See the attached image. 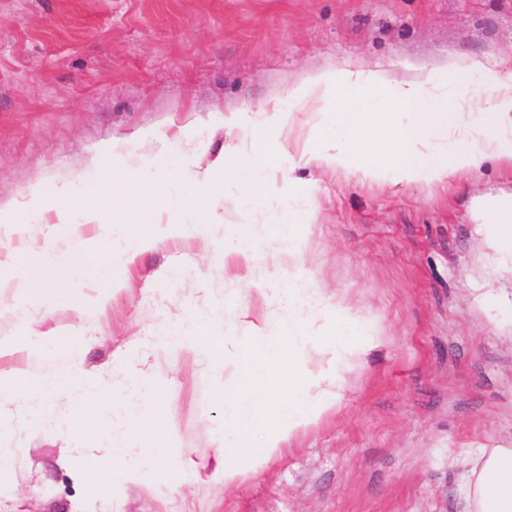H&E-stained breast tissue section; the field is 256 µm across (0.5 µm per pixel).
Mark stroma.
<instances>
[{
  "instance_id": "obj_1",
  "label": "stroma",
  "mask_w": 512,
  "mask_h": 512,
  "mask_svg": "<svg viewBox=\"0 0 512 512\" xmlns=\"http://www.w3.org/2000/svg\"><path fill=\"white\" fill-rule=\"evenodd\" d=\"M474 59L483 72H467ZM450 61V98L493 101L496 76L512 72V0H0V207L60 181L95 203L86 174L113 141L135 168L167 144L202 169L245 141L237 111L258 120L279 97L291 113L287 153L227 173L220 223L140 253L102 311L77 313L107 269L76 280L23 257L47 228L74 231L54 211L23 234L0 227V290L13 296L21 276L44 286L27 317L0 316V339L69 333L78 375L119 385L126 367L148 373L173 403L172 450L190 463L181 484L93 496L61 455L80 447L100 472L135 390L77 441L63 432L77 412L61 392L0 426L20 461L0 472V512H460L468 449L512 447V253L480 219L483 201L512 195V160L442 185L306 166L300 154L330 129L286 98L313 71L380 69L394 83ZM268 182L278 198L256 241L245 214ZM74 232L91 249L101 230ZM228 236L256 255L250 284L224 266ZM316 292L371 316L373 349L340 372L331 414L264 470L214 490L224 374L201 353L162 352L158 337L180 326L243 336V313Z\"/></svg>"
}]
</instances>
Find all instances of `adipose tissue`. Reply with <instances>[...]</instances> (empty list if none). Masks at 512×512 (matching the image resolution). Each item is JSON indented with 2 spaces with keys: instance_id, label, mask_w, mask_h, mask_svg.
I'll return each instance as SVG.
<instances>
[{
  "instance_id": "obj_1",
  "label": "adipose tissue",
  "mask_w": 512,
  "mask_h": 512,
  "mask_svg": "<svg viewBox=\"0 0 512 512\" xmlns=\"http://www.w3.org/2000/svg\"><path fill=\"white\" fill-rule=\"evenodd\" d=\"M390 86L386 110L401 112L405 120L384 131L382 118L367 101L369 92ZM288 96L299 109L324 113L327 122L344 135L326 139L302 154L305 163L325 167L353 166L370 178L392 176L394 183L409 184L420 175L444 181L448 177L479 168L486 160L505 156L512 143V73L500 78L496 99L488 104L462 106L450 101L436 70L422 69L412 80L389 84L378 70L345 68L340 73H315L290 90ZM342 102L341 111L328 106ZM434 111H427L429 102ZM327 306L319 297L280 313L282 335L270 333L267 319L247 323L249 336L223 339L183 331L174 337L177 345L204 354L209 366L223 370L239 383L224 395V459L215 471L214 486L238 484L244 471L257 472L282 453L290 436L317 421L336 406L339 390L337 371L359 351L352 338L364 324L349 307L339 306L335 317V341L321 346L325 361L319 371L307 367L306 352L320 333L319 321ZM70 337L26 340L25 348L44 351L47 361L42 374L17 372L0 378V416L10 410V399L22 394L34 400L47 399L67 389L81 408L80 420L70 422L71 436L87 433L105 413L113 391L101 382L74 377L65 362ZM262 364L254 372L247 358ZM126 430L114 438L109 466L111 481L97 483L98 495L113 496L115 489L147 481L172 485L180 482L184 461H162L158 445L171 439L172 428H159L157 417H169L172 405L165 394L148 388L145 394L127 398L124 404ZM269 425L261 442L247 437L258 415ZM478 466L463 488L462 512H512V447L477 448Z\"/></svg>"
}]
</instances>
